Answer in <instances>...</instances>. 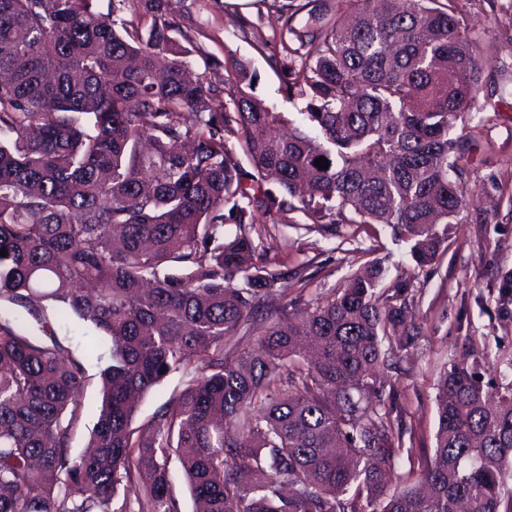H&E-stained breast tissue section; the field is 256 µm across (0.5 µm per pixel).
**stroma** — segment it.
Returning <instances> with one entry per match:
<instances>
[{
  "instance_id": "35a3bbf8",
  "label": "stroma",
  "mask_w": 512,
  "mask_h": 512,
  "mask_svg": "<svg viewBox=\"0 0 512 512\" xmlns=\"http://www.w3.org/2000/svg\"><path fill=\"white\" fill-rule=\"evenodd\" d=\"M284 0H179L175 21L182 34L203 49L195 71L223 86L225 55L247 62L258 74L255 96L294 120L304 100L282 91L284 76L274 60L280 54L278 8ZM458 11L488 23L489 83L512 80V0H455ZM478 127L482 147L469 163L476 190L456 224L448 228V250L435 264L418 267L405 243L389 227L340 224L335 235L307 232L302 214L287 224L277 211L257 214L269 232L268 257L306 264L312 276L304 296L340 288L367 261L380 257L385 282L408 283L413 320L421 328L416 345L401 352L391 370L398 408L412 427L406 451L390 476V487L409 471L425 466L434 452L437 415L434 386L449 365L477 364L486 382L512 374V96L497 99ZM57 336L84 367L87 415L73 439V453L85 448L96 421L101 365L87 353L95 331L72 317H55Z\"/></svg>"
}]
</instances>
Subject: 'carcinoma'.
<instances>
[{"label":"carcinoma","mask_w":512,"mask_h":512,"mask_svg":"<svg viewBox=\"0 0 512 512\" xmlns=\"http://www.w3.org/2000/svg\"><path fill=\"white\" fill-rule=\"evenodd\" d=\"M0 0V512H512V380L453 364L435 384L432 458L391 491L409 432L385 369L420 333L383 259L304 305L254 213L312 231L386 224L419 267L465 205L489 45L455 0H286L284 92L233 110L178 42L179 0ZM327 159L320 169L315 160ZM101 333L85 449L81 362L34 302ZM183 384L134 428L140 399Z\"/></svg>","instance_id":"obj_1"}]
</instances>
